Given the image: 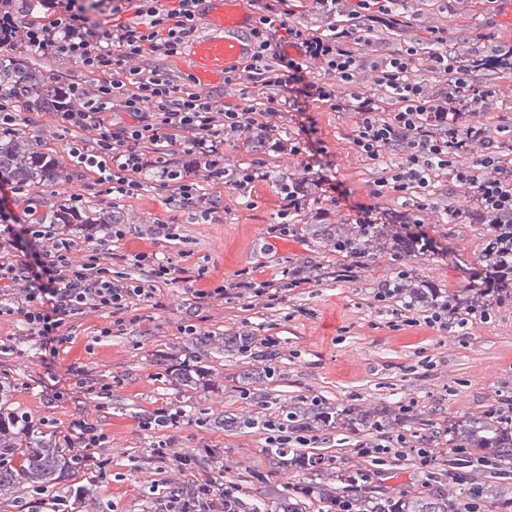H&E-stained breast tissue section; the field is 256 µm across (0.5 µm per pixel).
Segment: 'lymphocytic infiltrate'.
I'll return each mask as SVG.
<instances>
[{"label":"lymphocytic infiltrate","mask_w":512,"mask_h":512,"mask_svg":"<svg viewBox=\"0 0 512 512\" xmlns=\"http://www.w3.org/2000/svg\"><path fill=\"white\" fill-rule=\"evenodd\" d=\"M252 8L251 50L224 71L225 85L238 90L236 103L177 83L148 57L181 55L197 32L202 0H54L53 18L18 30L16 14L29 0H0V48L22 37L34 52L64 59L97 75L94 89L70 85L72 109L58 113L64 128L82 130L68 154L74 162L97 169L109 194L137 193L148 167L141 145H176L193 160L173 178L183 203L212 214L203 180L224 177L237 190L269 179V153L298 155V141L273 140L271 133L284 112L318 104L353 116L347 139L375 173L371 194L411 204L413 216L425 213L436 185L448 177L475 202L474 208H448L451 223L472 221L497 227L499 243L512 245V148L500 141L507 125L489 128L478 115L491 111L502 95L497 85H476L473 68L448 52V19L428 26V39L394 44L397 32L416 19L401 0H312L328 21L317 31L290 21L288 0H248ZM134 4L136 20L88 36L82 24L92 14H120ZM387 44L374 53L375 44ZM128 115L126 123L108 113ZM253 144L248 165L225 162L219 147L232 142ZM17 183L0 182V205L23 203V216L5 225L13 240L25 245V257L0 256V282L18 286L19 301L0 307V314L24 316L31 333L49 351L70 336L67 325L88 311L127 309L131 300L158 301L160 285L174 279L175 266L154 253L135 255L131 264L149 266L148 278H113L108 244L123 230L94 242L85 260L72 257L74 241L40 221L34 200L23 197ZM285 274L266 281L232 280L196 298L275 299Z\"/></svg>","instance_id":"1"}]
</instances>
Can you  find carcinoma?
<instances>
[{"mask_svg": "<svg viewBox=\"0 0 512 512\" xmlns=\"http://www.w3.org/2000/svg\"><path fill=\"white\" fill-rule=\"evenodd\" d=\"M0 90L30 107L43 111H59L70 106L67 89L62 85L43 82L41 74L26 61L0 57ZM0 173L11 175L21 185L48 182L62 176L57 159L41 152L33 140L20 133L0 138ZM44 224H110L112 216L96 217L82 209L75 212L67 207L50 209L43 213ZM310 233L329 247L341 246L344 253L373 255L389 253L397 258L408 255H426L432 252L430 239L406 232L407 225L398 219L384 224H359L352 231L344 224H309ZM479 277L483 291L477 296L448 294L461 309L488 306L492 309L512 300V256L501 249L495 236H489L480 259ZM401 288L403 301L433 306L441 302L442 295L431 284L411 273L394 280ZM208 342L198 337L188 340L191 356L185 363L165 370L166 379L174 385L191 388L209 375L210 360L206 351ZM224 350L236 352L250 360L252 368L247 373L251 383H266L275 375L278 353L268 349V343L252 331H239L224 337ZM12 385L0 377V490L10 491L17 485L48 490L65 477L84 469L79 449L56 439L51 433L36 430L27 418L9 407ZM397 410V403L389 405L358 406L339 409L327 402L292 405L275 420L276 425L289 433L314 431L320 428L355 430L372 423L384 426L389 416ZM208 425L223 427H264L266 421L252 417L204 418ZM448 443L466 448V453L444 450L429 443L436 460L448 458V468L464 476L473 477L474 483L464 495L453 487L440 488L419 496H395L389 492L377 495H356L351 489L361 482L362 470L356 469L337 476L332 486L316 480L330 465L331 457L310 448H265L263 454L273 471L267 474L265 493L252 500L239 495L224 499V512H336L337 504L348 502L349 512H467L474 500V492L481 493L485 503L512 505V425L503 419L482 415L448 422ZM195 464V455L183 453L181 460L161 457L156 453L143 458L147 470L170 466ZM292 470L305 472V484L278 485L272 477ZM72 487L58 498V507L67 508L70 499L84 504L85 512H99L102 508L95 489L82 486V495H75Z\"/></svg>", "mask_w": 512, "mask_h": 512, "instance_id": "obj_1", "label": "carcinoma"}]
</instances>
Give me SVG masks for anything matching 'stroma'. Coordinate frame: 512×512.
Here are the masks:
<instances>
[{"label": "stroma", "instance_id": "1", "mask_svg": "<svg viewBox=\"0 0 512 512\" xmlns=\"http://www.w3.org/2000/svg\"><path fill=\"white\" fill-rule=\"evenodd\" d=\"M431 5L458 21L448 35L453 56L493 50V43L478 40L479 35L500 29L492 19V0H432ZM13 54L36 64L46 82L84 87L97 82L96 75L24 45H15ZM19 113L25 120L23 132L39 149L68 163L71 136L62 131L54 114L26 106ZM350 123L349 115L315 104L305 113L285 114L282 128L303 144L302 154L285 162L269 158L270 179L246 197L224 180L202 181L203 193L217 203L236 200L230 211L221 209L207 219L181 203L173 187L162 186L153 170L147 171L138 195L117 200L82 167L69 180L26 186V194L43 212L68 205L75 192L83 194L84 206L97 215L121 211L131 230L113 244L120 255L114 271L146 277V269H131L127 262L128 256L140 252L165 255L188 271L187 279L162 286L160 307L136 301L124 312L102 311L74 319L70 340L53 354L31 335L21 315L0 316V376L14 386V411L60 438H71L73 421L82 418L107 435L100 450L101 459L108 462L106 471L88 468L73 478L74 483L94 485L104 512H152L154 496L140 459L162 442L196 452L222 449L235 467L252 470L240 482L243 497L263 493L262 478L271 465L262 454V429L204 430L195 423L200 412L264 419L280 414L282 405L315 396L338 407L397 401L404 409L388 434L415 440L433 434L444 446L449 420L487 414L512 398L511 305L493 311L489 319L475 320L469 331L454 333L427 327L419 309L413 313L416 325H407L392 318L375 299L378 288L402 270L413 271L445 292L465 295L475 288L472 274L488 231L481 224L449 223L444 208L461 198L453 181L440 180L437 206L429 220L409 227L432 240V256L401 261L385 253L346 256L306 233V224L321 209L327 210L329 223L350 224L364 208H372L379 218L384 210L401 207L400 202L372 197L371 169L346 141ZM306 163L324 175L329 194L310 201L288 227H281L278 184L286 175L301 173ZM159 221L173 227L177 240L161 241L140 232V225ZM285 267L303 270L307 281L303 287L279 292L276 300L206 304L194 298L195 291L221 286L234 274L264 280ZM189 324L215 343L208 348L210 375L197 388L185 390L168 384L163 372L184 360L183 328ZM242 330L268 339L279 354L276 382L254 386L251 400L241 394L246 359L225 351L221 341L224 334ZM80 369L105 386V394L85 395L77 384ZM51 388L60 391V399H47ZM166 403L187 409L184 421L175 428L142 429V419ZM377 435L371 426L355 433L315 432L311 447L333 458L324 481L335 483L337 470L359 464L372 476L361 485L364 495L378 490L414 495L455 483L443 462L436 465L434 479H426L411 453L373 464L360 455L359 447Z\"/></svg>", "mask_w": 512, "mask_h": 512}]
</instances>
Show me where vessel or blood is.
I'll list each match as a JSON object with an SVG mask.
<instances>
[{
  "label": "vessel or blood",
  "mask_w": 512,
  "mask_h": 512,
  "mask_svg": "<svg viewBox=\"0 0 512 512\" xmlns=\"http://www.w3.org/2000/svg\"><path fill=\"white\" fill-rule=\"evenodd\" d=\"M206 34L191 45L194 76L198 84L223 81L225 68L250 50L246 33L250 13L244 0H208Z\"/></svg>",
  "instance_id": "vessel-or-blood-1"
}]
</instances>
